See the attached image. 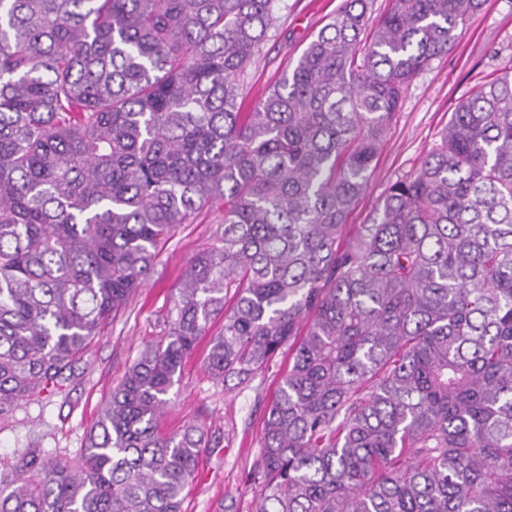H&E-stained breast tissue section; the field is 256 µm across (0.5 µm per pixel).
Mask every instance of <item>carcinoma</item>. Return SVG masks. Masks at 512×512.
<instances>
[{"label": "carcinoma", "mask_w": 512, "mask_h": 512, "mask_svg": "<svg viewBox=\"0 0 512 512\" xmlns=\"http://www.w3.org/2000/svg\"><path fill=\"white\" fill-rule=\"evenodd\" d=\"M280 2L0 0V418L61 389L161 243L224 209L79 465L24 453L0 512H181L205 434L157 421L217 317L212 379L288 353L256 512H512V67L346 234L403 93L482 0H389L371 29L343 0L249 101Z\"/></svg>", "instance_id": "cac0c4a2"}]
</instances>
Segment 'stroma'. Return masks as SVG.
Returning <instances> with one entry per match:
<instances>
[{
    "label": "stroma",
    "mask_w": 512,
    "mask_h": 512,
    "mask_svg": "<svg viewBox=\"0 0 512 512\" xmlns=\"http://www.w3.org/2000/svg\"><path fill=\"white\" fill-rule=\"evenodd\" d=\"M342 0H282L280 19L260 56L247 69L245 87L257 97L334 15ZM512 65V0H485L463 26L455 47L436 58L410 83L387 128L373 174L348 217L350 227L368 223L387 188L416 169L440 141L460 99L488 74ZM221 218L202 211L181 225L161 248L146 284L124 311L108 320L99 339L86 350L60 392L43 403H19L0 419V465L37 451L49 460L78 464L86 435L98 420L126 364L136 359L168 328L171 293L187 261L205 248ZM209 340L201 338L185 360L168 395L160 428L172 433L185 425L203 428L209 442L193 480L184 491L181 512H255L256 488L247 475L260 455L265 402L287 364H275L246 384L211 379L205 361Z\"/></svg>",
    "instance_id": "obj_1"
}]
</instances>
